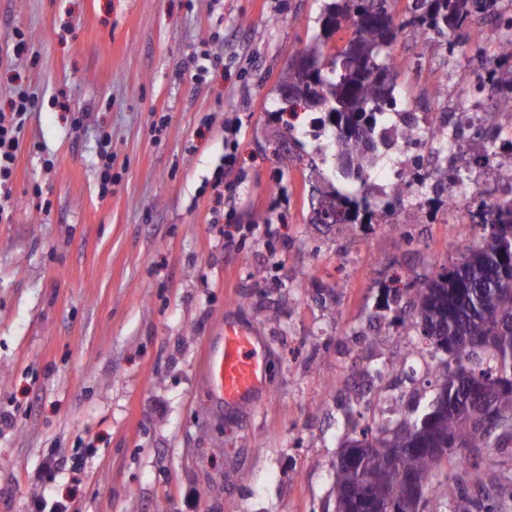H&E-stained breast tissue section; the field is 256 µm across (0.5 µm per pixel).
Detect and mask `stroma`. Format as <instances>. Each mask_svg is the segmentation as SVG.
<instances>
[{
    "label": "stroma",
    "mask_w": 512,
    "mask_h": 512,
    "mask_svg": "<svg viewBox=\"0 0 512 512\" xmlns=\"http://www.w3.org/2000/svg\"><path fill=\"white\" fill-rule=\"evenodd\" d=\"M409 4L394 5L396 87L447 105L441 48L411 55ZM324 6L0 0V110L21 87L37 98L0 221V512L62 495L68 512H335L346 437L436 398L434 363L408 354L415 319L386 290L453 268L482 232L483 196L456 236L427 189L352 224L313 222L336 177L315 144L279 138V85ZM239 227L241 248L226 247ZM228 315L259 331L273 369L233 416L201 375ZM380 369L384 416L347 384ZM51 452L71 470L41 476Z\"/></svg>",
    "instance_id": "stroma-1"
}]
</instances>
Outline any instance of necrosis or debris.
Instances as JSON below:
<instances>
[{"label":"necrosis or debris","mask_w":512,"mask_h":512,"mask_svg":"<svg viewBox=\"0 0 512 512\" xmlns=\"http://www.w3.org/2000/svg\"><path fill=\"white\" fill-rule=\"evenodd\" d=\"M448 86V106L436 109L428 104L404 103L387 123V136L397 143L391 159L381 162L367 177V191L384 199L406 188L413 170L429 176L432 191L445 196L448 215L457 218L467 199L483 184L497 180L512 182V165L478 166L464 182L440 180L436 171L440 159L454 161L460 152L482 157V145L489 135L512 125V105L486 95L478 104H466L467 93L457 81L456 66L438 72Z\"/></svg>","instance_id":"obj_1"}]
</instances>
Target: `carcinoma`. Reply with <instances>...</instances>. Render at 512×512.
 <instances>
[{"mask_svg":"<svg viewBox=\"0 0 512 512\" xmlns=\"http://www.w3.org/2000/svg\"><path fill=\"white\" fill-rule=\"evenodd\" d=\"M393 0H343L329 5L321 17L322 28L332 34L344 19L351 20V37L325 57V40L307 45L299 56L313 67V77L301 96L322 98L336 114V179L344 192H332V206L351 215L360 204L371 207L361 192L366 177L383 154L379 130L383 108L396 105L395 86L379 74L396 69L392 44L396 24ZM500 0H413L410 22L427 33L459 35L448 40L449 52L482 55L485 74L480 88L512 102V17L496 41L484 35L461 34L471 23L499 17ZM487 158L512 163V143L496 146L490 141ZM482 223L488 233L469 249L458 265L417 289L413 310L420 335L446 354L439 359L438 397L429 413L432 422L421 426V417H406L398 432L386 435L385 426L364 437L366 448H398L391 459L385 454L350 459L345 449L336 463V483L342 499L336 512H409L406 503L415 477L427 487L443 462L465 459L459 473L434 489L425 500V512H494L461 490L462 476L475 474L477 485L488 494L502 488L499 462L491 455L465 453L467 448L492 447L493 434L484 424L496 417L512 419V390L499 391L501 369H512V200L485 205Z\"/></svg>","mask_w":512,"mask_h":512,"instance_id":"carcinoma-1","label":"carcinoma"}]
</instances>
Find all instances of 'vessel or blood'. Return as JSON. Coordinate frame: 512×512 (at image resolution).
<instances>
[{"instance_id": "vessel-or-blood-1", "label": "vessel or blood", "mask_w": 512, "mask_h": 512, "mask_svg": "<svg viewBox=\"0 0 512 512\" xmlns=\"http://www.w3.org/2000/svg\"><path fill=\"white\" fill-rule=\"evenodd\" d=\"M205 382L225 412L254 402L266 388L267 358L251 327L225 321L220 336L207 344Z\"/></svg>"}]
</instances>
